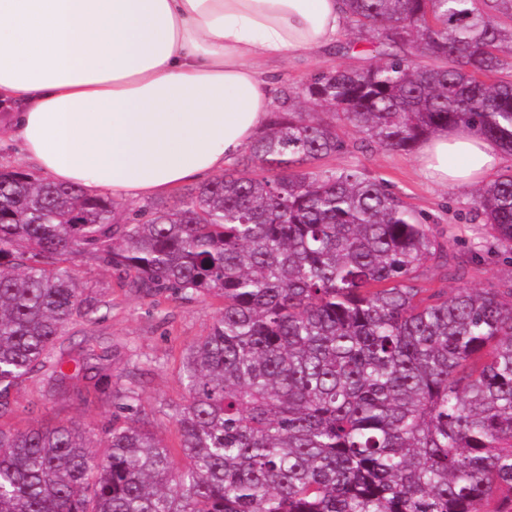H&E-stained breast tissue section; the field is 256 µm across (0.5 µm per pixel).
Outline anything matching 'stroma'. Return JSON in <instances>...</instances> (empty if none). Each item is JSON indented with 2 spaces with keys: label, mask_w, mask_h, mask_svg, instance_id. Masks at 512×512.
<instances>
[{
  "label": "stroma",
  "mask_w": 512,
  "mask_h": 512,
  "mask_svg": "<svg viewBox=\"0 0 512 512\" xmlns=\"http://www.w3.org/2000/svg\"><path fill=\"white\" fill-rule=\"evenodd\" d=\"M370 44L364 43L338 55L326 49L304 59H286L273 65L272 101H279L284 87L297 85L319 71L336 67L362 68L373 60ZM346 146L318 164L322 170L360 169L383 180L417 212L429 217L431 227L448 240L451 253L469 263L464 286L496 288L512 278V253L499 248L485 225L476 218L474 187L438 185L421 172L416 153L382 152L367 147L365 136L344 127ZM79 276L93 280L99 293L112 301L110 315L92 326L75 328L64 345L75 348L91 339L112 349L108 367L114 376L126 375L133 367L145 369L140 399L154 418V430L166 445L177 446L175 407L183 396L179 380L182 355L191 344L206 335L218 317V303L208 297L185 302L168 298L161 303V315L151 313L149 299L120 287L116 272L98 267L86 256L77 258ZM15 428L23 430L45 423L72 422L98 430L111 410L94 393L84 400L72 397H43L39 383L27 382L13 395Z\"/></svg>",
  "instance_id": "obj_1"
}]
</instances>
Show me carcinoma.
Returning a JSON list of instances; mask_svg holds the SVG:
<instances>
[{
  "label": "carcinoma",
  "mask_w": 512,
  "mask_h": 512,
  "mask_svg": "<svg viewBox=\"0 0 512 512\" xmlns=\"http://www.w3.org/2000/svg\"><path fill=\"white\" fill-rule=\"evenodd\" d=\"M348 4L337 51L370 39L376 60L283 90L251 167L125 224L108 196L0 169V512H512V279L422 287L429 268L466 277L448 240L365 172L315 167L342 124L384 152L465 126L512 156V0ZM475 205L512 251V168ZM81 254L155 310L220 304L182 356L177 449L151 431L138 373L118 392L108 348L61 350L106 305ZM32 380L94 388L112 407L104 454L73 423L3 424Z\"/></svg>",
  "instance_id": "cac0c4a2"
}]
</instances>
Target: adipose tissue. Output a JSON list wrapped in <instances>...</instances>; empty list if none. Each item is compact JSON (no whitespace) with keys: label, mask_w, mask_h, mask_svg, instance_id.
<instances>
[{"label":"adipose tissue","mask_w":512,"mask_h":512,"mask_svg":"<svg viewBox=\"0 0 512 512\" xmlns=\"http://www.w3.org/2000/svg\"><path fill=\"white\" fill-rule=\"evenodd\" d=\"M344 0H0V142L90 196L155 197L210 180L263 130L266 64L336 42ZM500 145L462 128L422 142L465 187Z\"/></svg>","instance_id":"adipose-tissue-1"}]
</instances>
